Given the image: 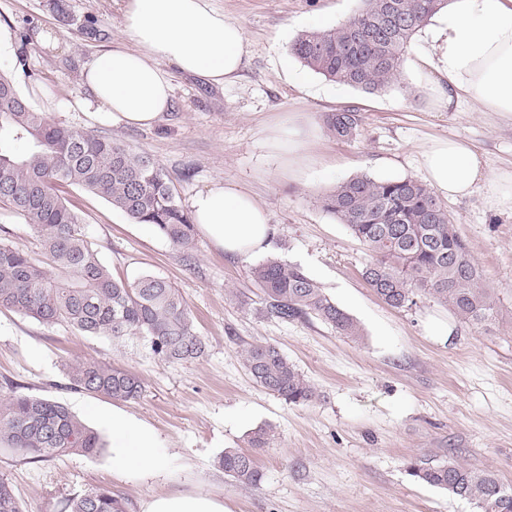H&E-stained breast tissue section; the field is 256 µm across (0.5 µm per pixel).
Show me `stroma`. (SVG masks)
I'll list each match as a JSON object with an SVG mask.
<instances>
[{
    "mask_svg": "<svg viewBox=\"0 0 512 512\" xmlns=\"http://www.w3.org/2000/svg\"><path fill=\"white\" fill-rule=\"evenodd\" d=\"M244 31L246 63L226 85L169 69L172 107L151 128L112 126L75 108L85 97L84 67L124 42L121 0H0V24L13 38L0 46V70L56 124L120 140L167 173L179 205L213 183L249 190L277 228L269 257L299 264L362 325L355 342L317 319L283 322L257 313L259 289L251 259L228 260L203 234L179 250L148 224H133L103 198L68 186L64 196L82 215L89 239L115 278L150 273L184 296L202 357L164 361L139 337L113 340L66 326L49 327L0 310V397L25 394L60 400L100 436V453H71L25 463L0 454L6 479L26 512H59L65 499L110 487L140 512L149 495L199 489L223 496L229 512H475L448 492L410 481L414 457L455 458L494 470L512 485V211L489 210L482 194L447 202L461 238L499 298L495 321L465 323L432 301L396 309L362 277L366 247L325 212L319 196L336 183L367 174L424 181L422 150L436 139H463L490 174L512 171V122L480 111L434 107L415 80L368 94L314 75L324 93L288 83L298 67L290 46L303 32L345 22L360 0H209ZM37 27L20 42L26 23ZM54 30L49 49L41 34ZM352 106L363 114L359 134L333 137L325 113ZM318 123L308 151L309 184L295 183L266 143V129L289 113ZM276 345L307 377L316 398L290 405L258 387L242 365L251 344ZM96 361L137 375L140 398L114 400L71 389L67 366ZM120 410L151 426L164 441L167 476L131 478L112 470V432L102 417ZM274 430L265 448L249 433ZM228 448L252 452L263 479L236 484L220 459Z\"/></svg>",
    "mask_w": 512,
    "mask_h": 512,
    "instance_id": "obj_1",
    "label": "stroma"
}]
</instances>
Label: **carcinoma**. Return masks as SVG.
I'll list each match as a JSON object with an SVG mask.
<instances>
[{"label": "carcinoma", "mask_w": 512, "mask_h": 512, "mask_svg": "<svg viewBox=\"0 0 512 512\" xmlns=\"http://www.w3.org/2000/svg\"><path fill=\"white\" fill-rule=\"evenodd\" d=\"M363 8L332 28L305 32L290 51L324 78L365 93L398 82L414 36L444 0H362ZM0 207L29 225L48 267L0 240V309L48 326L66 325L90 336L144 337L165 361L197 359L204 338L195 330L182 294L170 282L144 274L116 279L101 262L78 213L61 187L78 186L109 202L134 224H150L174 246L188 251L194 224L176 202L167 173L151 158L129 152L117 139L49 122L0 73ZM363 116L342 108L324 116L338 140L357 136ZM323 208L362 242L370 263L363 278L393 308L422 300L447 307L458 319L483 324L495 318L498 301L460 238L447 207L424 184L410 179L358 175L322 197ZM261 290L259 312L282 321L320 320L337 335L363 337L358 321L339 307L300 266L268 259L249 269ZM253 381L286 403L305 405L316 392L275 346L253 344L242 353ZM71 385L115 400H134L143 385L110 365L76 361ZM0 446L26 462L60 455H93L99 437L64 404L12 395L0 401ZM224 474L257 486L262 473L251 455L224 449ZM406 476L470 501L477 512H512V486L491 469H472L455 459L407 462ZM0 512H25L12 487L0 479ZM61 512H126L108 487H96L61 504Z\"/></svg>", "instance_id": "1"}]
</instances>
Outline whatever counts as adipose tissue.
Here are the masks:
<instances>
[{
	"label": "adipose tissue",
	"instance_id": "obj_1",
	"mask_svg": "<svg viewBox=\"0 0 512 512\" xmlns=\"http://www.w3.org/2000/svg\"><path fill=\"white\" fill-rule=\"evenodd\" d=\"M432 28L415 46L409 65L436 107L455 111L475 100L482 111L512 120V0H445ZM125 43L98 54L83 71L88 90L79 106L104 114L115 126L150 128L171 103L165 64L224 85L245 64L241 26L208 0H124ZM315 135L296 112L270 139L288 157V171L307 178L306 145ZM421 166L430 185L451 200L482 192L491 210L512 209V173L489 174L465 141L438 140L424 149ZM195 224L236 260L267 252L275 226L267 209L246 189L214 183L191 201ZM112 469L144 477L165 471L162 443L150 426L113 412ZM142 512H228L223 498L204 491L148 496Z\"/></svg>",
	"mask_w": 512,
	"mask_h": 512
}]
</instances>
